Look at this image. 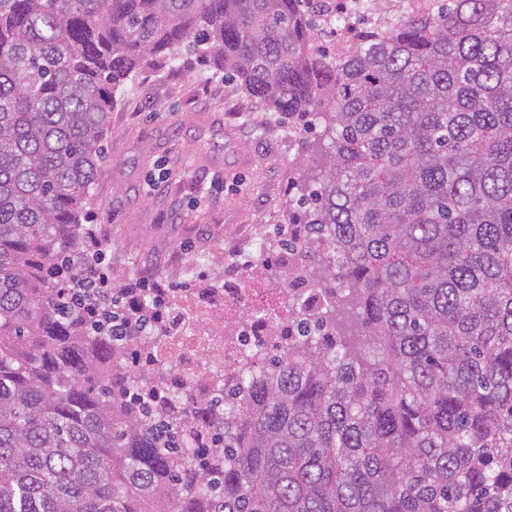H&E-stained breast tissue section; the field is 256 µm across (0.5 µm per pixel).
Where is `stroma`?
<instances>
[{
	"label": "stroma",
	"instance_id": "1",
	"mask_svg": "<svg viewBox=\"0 0 512 512\" xmlns=\"http://www.w3.org/2000/svg\"><path fill=\"white\" fill-rule=\"evenodd\" d=\"M116 99L83 221L114 287L146 273L188 288L180 268L196 253L287 234L299 177L318 164L315 132L290 137L287 118L193 56L175 69L147 60Z\"/></svg>",
	"mask_w": 512,
	"mask_h": 512
}]
</instances>
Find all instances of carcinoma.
I'll return each instance as SVG.
<instances>
[{"instance_id":"obj_1","label":"carcinoma","mask_w":512,"mask_h":512,"mask_svg":"<svg viewBox=\"0 0 512 512\" xmlns=\"http://www.w3.org/2000/svg\"><path fill=\"white\" fill-rule=\"evenodd\" d=\"M0 0V512H512V0ZM195 54L318 130L288 353L140 402L81 218L119 91ZM206 420L197 448L181 422ZM351 1L355 0H336V14L341 16L344 20L343 29L339 32V41L336 43V52L340 54L344 53L347 47L355 44L357 34L362 29L373 27L379 23L380 19L378 14L382 15L384 12L388 11H399L404 4V2H400L401 0H387L381 11L362 20L359 13L353 8L354 2Z\"/></svg>"}]
</instances>
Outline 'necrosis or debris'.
Instances as JSON below:
<instances>
[{"label": "necrosis or debris", "mask_w": 512, "mask_h": 512, "mask_svg": "<svg viewBox=\"0 0 512 512\" xmlns=\"http://www.w3.org/2000/svg\"><path fill=\"white\" fill-rule=\"evenodd\" d=\"M291 295L287 282L268 287L262 263L228 260L214 286L167 296L162 321L133 341L151 348L136 370L170 397L237 387L244 367L287 349Z\"/></svg>", "instance_id": "necrosis-or-debris-1"}]
</instances>
